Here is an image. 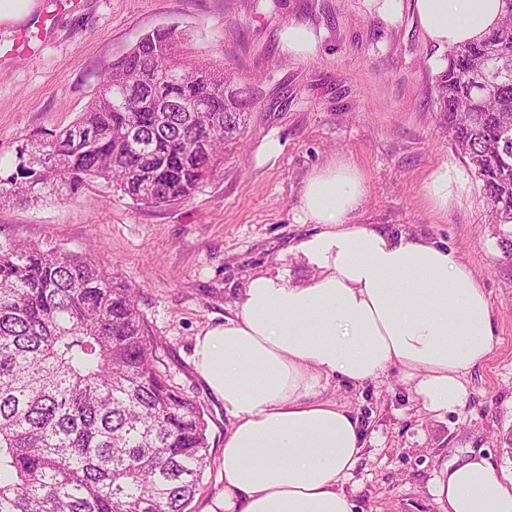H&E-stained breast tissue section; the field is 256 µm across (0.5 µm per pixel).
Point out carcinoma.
Listing matches in <instances>:
<instances>
[{"instance_id": "obj_1", "label": "carcinoma", "mask_w": 512, "mask_h": 512, "mask_svg": "<svg viewBox=\"0 0 512 512\" xmlns=\"http://www.w3.org/2000/svg\"><path fill=\"white\" fill-rule=\"evenodd\" d=\"M497 26L448 50L434 108L482 182L488 223L512 226V0ZM174 27L141 38L108 68L87 110L30 146L29 181L0 178V204L105 180L145 205L189 198L224 162L250 101L219 66L178 47ZM507 72L483 94L468 75ZM171 70L185 74L164 83ZM223 98L210 96L216 82ZM135 83L136 112L112 87ZM212 97L194 121L171 103ZM202 408L157 368L131 289L61 247L0 241V512H185L211 465Z\"/></svg>"}]
</instances>
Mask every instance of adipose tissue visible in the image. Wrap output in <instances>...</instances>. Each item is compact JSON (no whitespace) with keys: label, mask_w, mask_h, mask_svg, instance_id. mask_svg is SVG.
<instances>
[{"label":"adipose tissue","mask_w":512,"mask_h":512,"mask_svg":"<svg viewBox=\"0 0 512 512\" xmlns=\"http://www.w3.org/2000/svg\"><path fill=\"white\" fill-rule=\"evenodd\" d=\"M502 0H414L439 46L474 40ZM366 185L343 162L315 170L301 197L321 225L296 251L315 272L292 284L252 276L224 324L199 334L194 365L224 402V493L207 512H354L344 490L363 457L357 415L322 399L398 370L430 413L459 412L468 376L495 346L491 308L473 271L443 243L353 223ZM445 512H512V476L482 452L443 463L433 485Z\"/></svg>","instance_id":"adipose-tissue-1"}]
</instances>
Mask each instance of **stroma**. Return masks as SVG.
Here are the masks:
<instances>
[{
  "mask_svg": "<svg viewBox=\"0 0 512 512\" xmlns=\"http://www.w3.org/2000/svg\"><path fill=\"white\" fill-rule=\"evenodd\" d=\"M21 0L0 19V177L16 174L21 149L46 142L92 101L102 73L146 33L178 27L199 59L250 91L247 124L224 163L183 201L135 203L97 181L70 199L24 195L0 205V240L59 246L131 288L169 384L203 408L212 464L185 512H206L224 491V403L193 363L196 336L234 316L259 271L296 284L312 265L295 251L319 232L301 219V194L318 168L343 159L365 176L353 223L444 242L483 284L495 347L468 376L465 407L426 412L397 371L351 387L333 380L325 399L355 412L364 457L344 489L356 512H442L432 495L444 461L480 450L512 471V260L485 221L481 183L433 112L447 48L419 27L412 0ZM317 36L314 55H291L290 24ZM447 167L448 209L431 208L424 182Z\"/></svg>",
  "mask_w": 512,
  "mask_h": 512,
  "instance_id": "35a3bbf8",
  "label": "stroma"
}]
</instances>
